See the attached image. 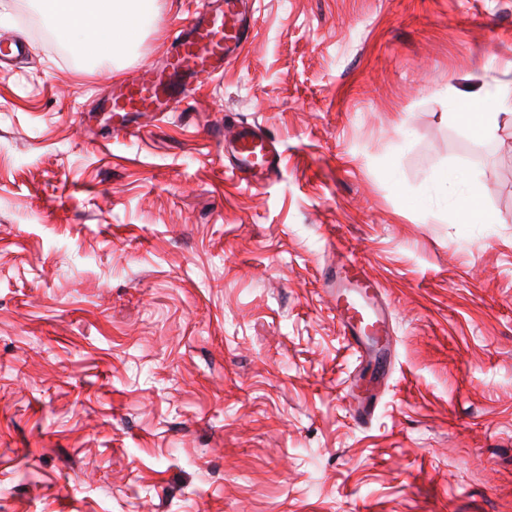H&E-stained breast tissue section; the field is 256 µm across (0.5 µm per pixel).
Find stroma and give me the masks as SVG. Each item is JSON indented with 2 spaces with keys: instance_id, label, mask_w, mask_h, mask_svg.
I'll use <instances>...</instances> for the list:
<instances>
[{
  "instance_id": "obj_1",
  "label": "stroma",
  "mask_w": 512,
  "mask_h": 512,
  "mask_svg": "<svg viewBox=\"0 0 512 512\" xmlns=\"http://www.w3.org/2000/svg\"><path fill=\"white\" fill-rule=\"evenodd\" d=\"M215 6L156 0L114 72L0 0L27 47L0 64V512H512V125L454 117L502 107L512 0H251L222 76L113 135V84ZM239 122L272 180L232 171ZM474 191L498 223H460ZM339 258L380 286L381 363ZM507 112H475L470 107V112L455 113L454 116L461 121L470 132L479 138L489 137L499 129L500 123L512 122V104L506 107ZM224 142L233 145L230 163L244 180L261 183L279 167L277 143L253 126L224 127ZM336 282V318L353 348L376 349L367 329L385 333L386 312L378 302L379 286L355 262L337 263L328 271Z\"/></svg>"
}]
</instances>
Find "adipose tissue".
<instances>
[{"label": "adipose tissue", "mask_w": 512, "mask_h": 512, "mask_svg": "<svg viewBox=\"0 0 512 512\" xmlns=\"http://www.w3.org/2000/svg\"><path fill=\"white\" fill-rule=\"evenodd\" d=\"M41 6L63 30L97 46L105 64L123 55L144 32L155 0H41Z\"/></svg>", "instance_id": "obj_1"}]
</instances>
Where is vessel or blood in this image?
<instances>
[{
  "mask_svg": "<svg viewBox=\"0 0 512 512\" xmlns=\"http://www.w3.org/2000/svg\"><path fill=\"white\" fill-rule=\"evenodd\" d=\"M247 37L240 0H225L222 11L193 20L176 38L165 67L142 66L116 86L108 102L115 132H131L138 120L173 111L191 87L213 81L225 62ZM233 146L230 163L244 180L263 182L279 166L277 143L253 126L225 128ZM336 283V317L352 347L373 349L371 334H383L386 312L378 302V286L354 262H342L329 272Z\"/></svg>",
  "mask_w": 512,
  "mask_h": 512,
  "instance_id": "1",
  "label": "vessel or blood"
}]
</instances>
